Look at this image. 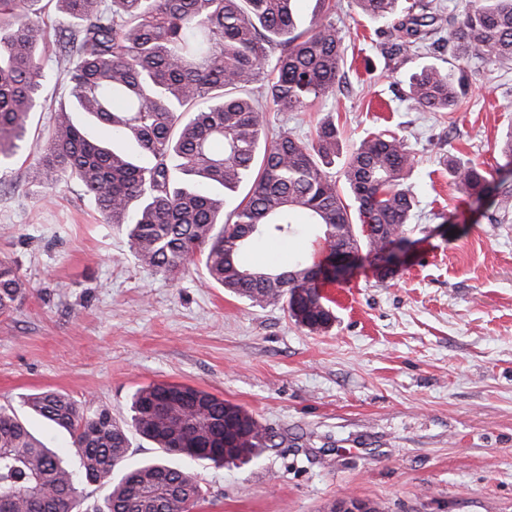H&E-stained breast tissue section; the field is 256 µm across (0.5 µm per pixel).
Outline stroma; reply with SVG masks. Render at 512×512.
<instances>
[{"instance_id":"obj_1","label":"stroma","mask_w":512,"mask_h":512,"mask_svg":"<svg viewBox=\"0 0 512 512\" xmlns=\"http://www.w3.org/2000/svg\"><path fill=\"white\" fill-rule=\"evenodd\" d=\"M332 6L344 36L335 92L270 113L269 132L308 142L329 119L346 152L370 133L403 140L417 205L402 265L385 276L367 261L322 283L336 323L321 336L224 290L201 264L154 274L78 182L32 180L48 124L33 114L29 149L0 167V259L31 287L0 316V405L54 389L123 420L136 389L173 383L241 406L275 445L245 464L198 467L194 512H330L341 498L378 512H512V213L459 191L446 165H482L492 187L512 190L494 174L512 135V62L458 60L444 31L399 52L353 0ZM426 63L467 71L454 111L409 99ZM324 257L306 228L258 240L245 259Z\"/></svg>"}]
</instances>
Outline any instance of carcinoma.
<instances>
[{"instance_id": "obj_1", "label": "carcinoma", "mask_w": 512, "mask_h": 512, "mask_svg": "<svg viewBox=\"0 0 512 512\" xmlns=\"http://www.w3.org/2000/svg\"><path fill=\"white\" fill-rule=\"evenodd\" d=\"M39 0H0V164L13 158L27 120L50 112V134L37 151L32 179L54 188L77 179L106 224H125L138 263L171 276L198 260L209 279L261 308L279 306L313 335L331 331L336 314L314 270L297 262L280 269L249 266L242 253L255 240H286L298 226L318 228L330 249L366 254L406 233L415 198L414 162L400 139L362 138L336 163L340 145L328 120L305 143L281 132L261 143L269 112H304L333 94L342 62L330 0H317L299 29L297 0H56L68 18L55 34L69 105L46 104L43 54L48 34ZM359 14L390 23L400 49L418 48L448 30L462 58L512 61V0H468L448 17L426 0H355ZM468 91L464 74L425 64L408 97L422 109L448 112ZM84 112L134 140L141 163L95 143L72 120ZM454 184L469 196L487 190V172L450 162ZM250 188L229 214L212 187ZM28 290L17 268L0 260V315ZM23 406L69 431L78 467L37 439L12 407L0 406V512H79L81 485L105 490L86 512H193L197 473L161 461L126 465L130 434L178 456L184 425L207 454L205 463L247 462L269 447V429L241 406L189 386L157 383L131 396L129 418L117 420L91 400L46 390ZM229 434L224 457L216 438Z\"/></svg>"}]
</instances>
